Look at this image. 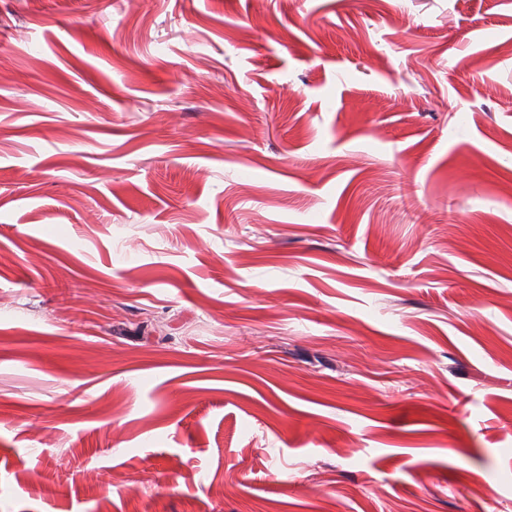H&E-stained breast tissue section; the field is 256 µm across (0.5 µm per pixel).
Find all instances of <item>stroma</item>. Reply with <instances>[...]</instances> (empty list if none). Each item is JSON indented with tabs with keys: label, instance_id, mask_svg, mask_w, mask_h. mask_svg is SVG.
<instances>
[{
	"label": "stroma",
	"instance_id": "stroma-1",
	"mask_svg": "<svg viewBox=\"0 0 512 512\" xmlns=\"http://www.w3.org/2000/svg\"><path fill=\"white\" fill-rule=\"evenodd\" d=\"M143 2L0 0V512H512V0Z\"/></svg>",
	"mask_w": 512,
	"mask_h": 512
}]
</instances>
